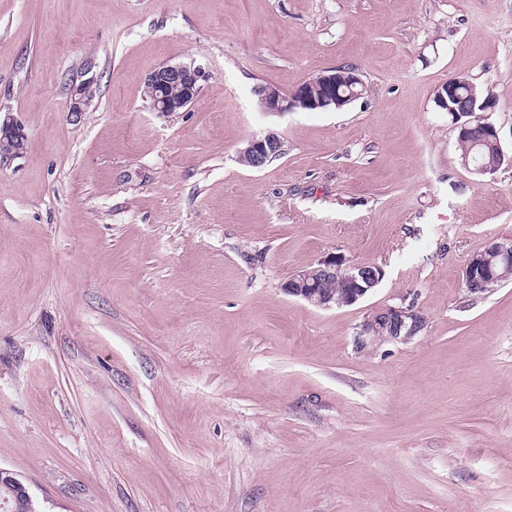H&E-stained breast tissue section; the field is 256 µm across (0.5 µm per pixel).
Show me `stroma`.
Listing matches in <instances>:
<instances>
[{
  "label": "stroma",
  "mask_w": 512,
  "mask_h": 512,
  "mask_svg": "<svg viewBox=\"0 0 512 512\" xmlns=\"http://www.w3.org/2000/svg\"><path fill=\"white\" fill-rule=\"evenodd\" d=\"M209 72L151 111L163 64ZM348 66L339 109L264 112ZM87 112L66 110L84 70ZM493 94L512 155V0H0V467L43 512H512V164L479 175L434 96ZM273 130L284 153L238 160ZM382 268L350 306L285 281ZM424 329L370 352L376 309ZM209 79V73L201 64L162 65L145 78L150 90V108L154 112H185L193 104ZM180 89V95H171V88ZM484 250L485 251L480 252H491L505 256H512V243L495 242L485 247ZM480 252L471 256L465 265L463 270V281L465 286L475 287L484 284L486 288H467L470 293L477 292L478 294H483L485 292H490L493 290L491 287L496 284L503 283V280L498 282L492 277L483 282V270L490 275L499 276L500 278H512V261H510V264L508 265L504 260L494 257L491 253H486V258L488 259L484 262V268L482 270V262L478 257ZM382 277V269L377 265L347 264L345 259L332 256L293 273L285 282L283 289L289 296L297 297L312 306L328 309L332 306H349L356 303L375 288ZM325 279L342 282L341 292L336 295L320 290H335V281H325L317 288V284ZM424 317L413 305H388L375 310L363 322L355 346L360 351L386 342H408L424 329Z\"/></svg>",
  "instance_id": "35a3bbf8"
}]
</instances>
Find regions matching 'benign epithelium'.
I'll return each instance as SVG.
<instances>
[{"label": "benign epithelium", "instance_id": "benign-epithelium-1", "mask_svg": "<svg viewBox=\"0 0 512 512\" xmlns=\"http://www.w3.org/2000/svg\"><path fill=\"white\" fill-rule=\"evenodd\" d=\"M209 79V73L200 64L162 65L155 68L145 78L150 90V108L154 112H184L193 104ZM362 83L355 71L345 72L337 68L321 74L298 85L292 92L285 93L280 87L266 83L255 89L261 109L269 113L289 112L295 109V99L305 101L314 109H327L352 101L363 92H351L347 98L339 93L346 86L352 88ZM93 78H87L73 85L67 111L77 114L86 111L91 102ZM464 81L459 76L448 78L436 92L435 101L440 110L452 116L458 128L477 122L483 126L487 137L500 145L498 132L489 121L488 113L493 111L495 100L488 97L482 102L474 98H464L459 89ZM282 144L281 136L268 131L247 141L241 153L247 155L255 168L265 166L270 158L277 154ZM382 269L374 264H349L344 259L332 256L314 265L304 267L291 275L284 284V291L308 304L328 309L332 306H349L364 297L382 280ZM482 262L478 255L468 260L463 270L464 284L469 292L483 294L492 291L498 281L492 277L482 280ZM325 279H336L343 284L339 294L327 293L317 284ZM424 317L411 305H388L375 310L361 325L355 346L360 351L370 350L386 342H408L424 329ZM0 481L8 483L14 495L26 497L29 490L14 473L0 468Z\"/></svg>", "mask_w": 512, "mask_h": 512}]
</instances>
